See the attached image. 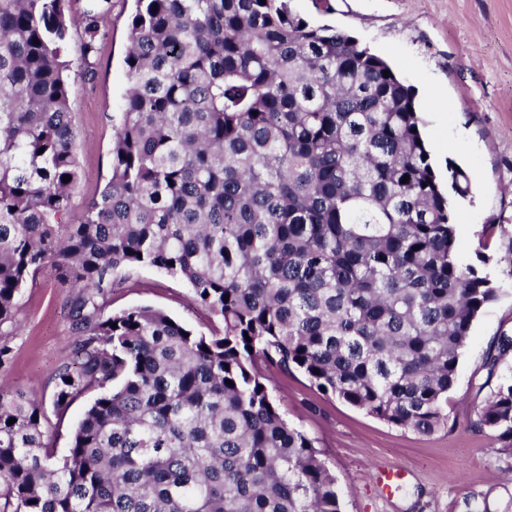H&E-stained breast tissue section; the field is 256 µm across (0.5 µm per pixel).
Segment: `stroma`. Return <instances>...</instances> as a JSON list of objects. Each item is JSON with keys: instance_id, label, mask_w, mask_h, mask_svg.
<instances>
[{"instance_id": "1", "label": "stroma", "mask_w": 512, "mask_h": 512, "mask_svg": "<svg viewBox=\"0 0 512 512\" xmlns=\"http://www.w3.org/2000/svg\"><path fill=\"white\" fill-rule=\"evenodd\" d=\"M291 0L310 25L354 36L384 58L411 85L421 104L430 162L439 179L448 165L470 178L467 197L452 200V222L462 263L476 267L499 288L475 320L471 339L448 395V422L430 434L400 428L324 394L300 371L269 370V387L283 417L311 437L343 493L344 512H512V482L493 431L477 427L476 408L486 398L481 369L490 343L512 335V0ZM132 4L112 0V24L92 80L71 72L72 110L84 145L81 185L73 216L98 197L112 163V112L126 85L124 62ZM65 295L53 274L28 280L23 323L11 340V386L49 395L50 378L69 341ZM150 306L200 334L212 328L183 282L148 268L131 269L112 290L118 312ZM406 469L393 496L378 473Z\"/></svg>"}]
</instances>
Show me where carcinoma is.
<instances>
[{
    "mask_svg": "<svg viewBox=\"0 0 512 512\" xmlns=\"http://www.w3.org/2000/svg\"><path fill=\"white\" fill-rule=\"evenodd\" d=\"M67 2L0 0V379L28 280L70 288L50 397L0 385V512H342L264 368L428 434L500 292L460 262L415 90L288 0H135L111 174L72 222L83 145L65 54L79 30L94 74L112 0L78 17ZM448 187L465 194L466 174L448 166ZM138 267L186 283L216 329L109 310ZM510 356L503 333L477 417L512 455ZM91 393L57 457L53 420Z\"/></svg>",
    "mask_w": 512,
    "mask_h": 512,
    "instance_id": "carcinoma-1",
    "label": "carcinoma"
}]
</instances>
